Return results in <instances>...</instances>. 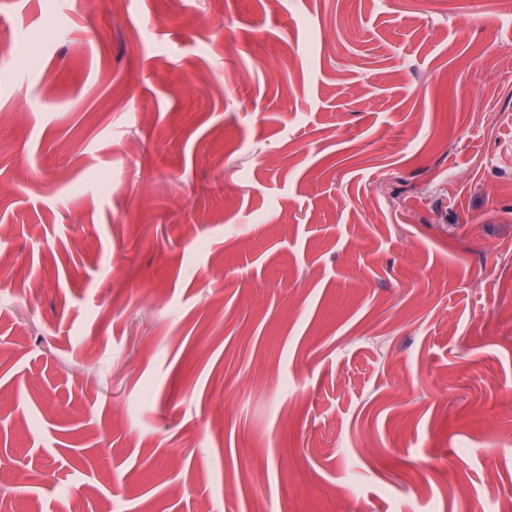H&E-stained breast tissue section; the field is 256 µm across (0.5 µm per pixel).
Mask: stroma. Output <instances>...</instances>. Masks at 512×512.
<instances>
[{"mask_svg":"<svg viewBox=\"0 0 512 512\" xmlns=\"http://www.w3.org/2000/svg\"><path fill=\"white\" fill-rule=\"evenodd\" d=\"M491 475L512 0H0L8 512H492Z\"/></svg>","mask_w":512,"mask_h":512,"instance_id":"35a3bbf8","label":"stroma"}]
</instances>
